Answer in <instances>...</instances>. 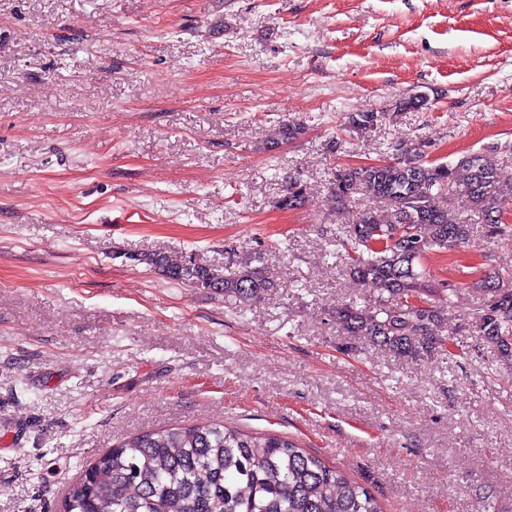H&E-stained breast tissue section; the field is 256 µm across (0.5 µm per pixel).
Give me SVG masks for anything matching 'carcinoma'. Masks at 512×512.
<instances>
[{
  "label": "carcinoma",
  "mask_w": 512,
  "mask_h": 512,
  "mask_svg": "<svg viewBox=\"0 0 512 512\" xmlns=\"http://www.w3.org/2000/svg\"><path fill=\"white\" fill-rule=\"evenodd\" d=\"M387 113L351 112L347 127L363 135ZM426 143L406 144L392 161L380 160L336 171L330 200L336 210L355 196L386 201L387 208L364 209L342 227L346 260L356 280L374 287L363 306L348 302L333 315L344 336L385 348L404 360L421 361L451 353L448 310L459 288L445 289L444 304L430 292L423 259L436 250L470 244L473 228L448 205L481 213L486 236H512L501 219L512 201V183L501 179L488 154L471 153L457 162L428 159ZM305 202L300 184L288 181L276 201L280 209ZM140 262L192 288L220 293L242 311L277 284L259 265L261 256L242 263L232 275L183 257L144 254ZM485 304L472 317L473 331L512 363V273L482 283ZM418 297L424 307L404 303ZM59 512H383L367 488L351 480L294 441L273 434L247 433L216 422L177 424L129 437L86 466L62 500Z\"/></svg>",
  "instance_id": "carcinoma-1"
}]
</instances>
